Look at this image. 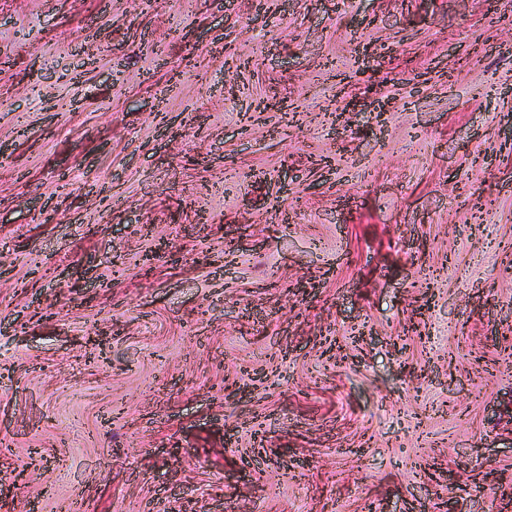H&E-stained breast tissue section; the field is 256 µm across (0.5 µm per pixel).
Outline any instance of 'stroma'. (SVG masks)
<instances>
[{
	"label": "stroma",
	"instance_id": "stroma-1",
	"mask_svg": "<svg viewBox=\"0 0 512 512\" xmlns=\"http://www.w3.org/2000/svg\"><path fill=\"white\" fill-rule=\"evenodd\" d=\"M0 512H512V0H0Z\"/></svg>",
	"mask_w": 512,
	"mask_h": 512
}]
</instances>
